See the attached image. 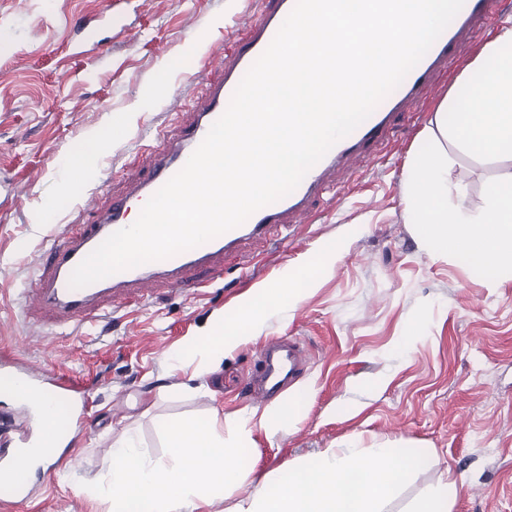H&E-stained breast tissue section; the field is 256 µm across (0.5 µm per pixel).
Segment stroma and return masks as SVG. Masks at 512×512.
<instances>
[{
	"mask_svg": "<svg viewBox=\"0 0 512 512\" xmlns=\"http://www.w3.org/2000/svg\"><path fill=\"white\" fill-rule=\"evenodd\" d=\"M247 2L0 0V360L18 355L91 389L93 426L71 460L34 472L32 499L0 496V512H109L89 485L105 480L114 442L133 437L164 461L163 421L214 414L224 438L241 432L249 477L203 512H237L256 484L275 491L284 468L306 469L325 449L402 440L434 462L404 474L383 512H412L449 474L460 482L452 512H512V277L490 288L455 257L429 253L402 197L407 156L456 71L429 89L424 116L400 120L389 145L359 163L355 182L313 203L312 224L226 257L223 288L134 298L70 335L22 314L54 234L91 196L121 188L142 145L173 124V93L185 104L196 95L207 44L225 42ZM161 81L170 95L157 94ZM102 131L110 140L94 168L72 177L67 156ZM451 156L452 181L481 207L501 162ZM330 239L342 242L338 257L321 254ZM289 276L305 286L296 307L242 324L243 342L197 372L194 343L222 335L243 299ZM281 336L304 349L296 387L308 403L288 427L241 426L266 407L245 395L257 352Z\"/></svg>",
	"mask_w": 512,
	"mask_h": 512,
	"instance_id": "stroma-1",
	"label": "stroma"
}]
</instances>
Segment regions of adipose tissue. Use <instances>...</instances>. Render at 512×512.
<instances>
[{
	"mask_svg": "<svg viewBox=\"0 0 512 512\" xmlns=\"http://www.w3.org/2000/svg\"><path fill=\"white\" fill-rule=\"evenodd\" d=\"M467 94L450 90L405 164L403 199L421 241L435 254H454L483 272L488 287L512 275V27L486 42L462 76ZM508 160L481 208H470L450 180L449 148ZM304 293L299 279L282 280L265 299H247L224 335L196 346L206 365L219 363L239 341L238 326L257 322L269 306H295ZM428 453L379 446L323 452L300 475L284 469L276 493L256 488L238 512H378L400 478L431 465Z\"/></svg>",
	"mask_w": 512,
	"mask_h": 512,
	"instance_id": "adipose-tissue-1",
	"label": "adipose tissue"
}]
</instances>
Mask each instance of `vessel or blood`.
I'll return each mask as SVG.
<instances>
[{"label": "vessel or blood", "mask_w": 512, "mask_h": 512, "mask_svg": "<svg viewBox=\"0 0 512 512\" xmlns=\"http://www.w3.org/2000/svg\"><path fill=\"white\" fill-rule=\"evenodd\" d=\"M296 0H250L248 17L240 23L229 47L209 52L202 67L218 71L204 93L191 105L186 119L159 135L148 146V159L129 175L119 192H107L106 200L91 221L64 225L37 266L26 290L27 317L46 328H76L124 309L132 295L150 298L153 285L186 297L198 289L216 285L224 275V258L254 242L269 241L278 226L309 224L310 206L337 175L349 174L353 163L389 140L398 116L417 106L436 75L449 68L455 56L465 54L486 32L496 0H464L443 34L402 82L351 134L337 142L304 176L297 188L277 202L253 213L242 225L170 258L130 268L88 286L74 289L69 278L74 268L112 233L129 225L131 207L147 200L180 171L200 145L213 123L225 112L240 81L271 43ZM302 349L285 339L259 355L256 385L262 395L279 393L291 384L300 369ZM0 382L46 390L48 397L73 396L69 382L23 370L20 364L0 366ZM23 436L18 447L0 448V477L15 471L21 450L30 444Z\"/></svg>", "instance_id": "b4317fda"}]
</instances>
